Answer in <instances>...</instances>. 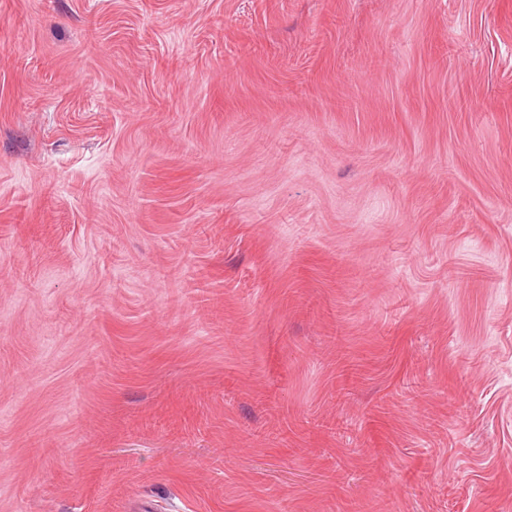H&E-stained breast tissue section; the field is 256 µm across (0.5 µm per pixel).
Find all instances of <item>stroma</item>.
Returning <instances> with one entry per match:
<instances>
[{"mask_svg":"<svg viewBox=\"0 0 512 512\" xmlns=\"http://www.w3.org/2000/svg\"><path fill=\"white\" fill-rule=\"evenodd\" d=\"M512 512V0H0V512Z\"/></svg>","mask_w":512,"mask_h":512,"instance_id":"stroma-1","label":"stroma"}]
</instances>
